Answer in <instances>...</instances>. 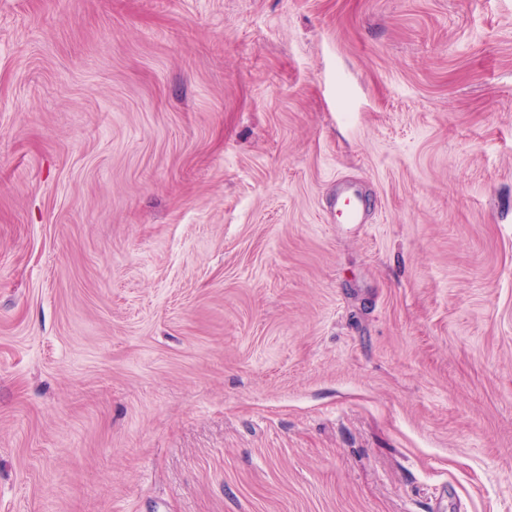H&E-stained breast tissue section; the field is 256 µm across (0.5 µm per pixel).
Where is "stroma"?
<instances>
[{
  "label": "stroma",
  "mask_w": 512,
  "mask_h": 512,
  "mask_svg": "<svg viewBox=\"0 0 512 512\" xmlns=\"http://www.w3.org/2000/svg\"><path fill=\"white\" fill-rule=\"evenodd\" d=\"M0 512H512V0H0ZM336 212L343 218V224H363L367 221L363 201L348 190V183H339L336 193Z\"/></svg>",
  "instance_id": "35a3bbf8"
}]
</instances>
